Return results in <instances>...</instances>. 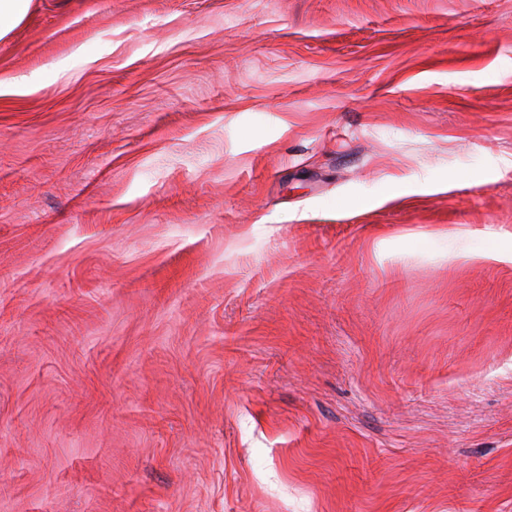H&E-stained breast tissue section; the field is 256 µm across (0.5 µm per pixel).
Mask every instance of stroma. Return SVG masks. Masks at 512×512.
Returning <instances> with one entry per match:
<instances>
[{"instance_id":"35a3bbf8","label":"stroma","mask_w":512,"mask_h":512,"mask_svg":"<svg viewBox=\"0 0 512 512\" xmlns=\"http://www.w3.org/2000/svg\"><path fill=\"white\" fill-rule=\"evenodd\" d=\"M512 0H32L0 38V512H512Z\"/></svg>"}]
</instances>
